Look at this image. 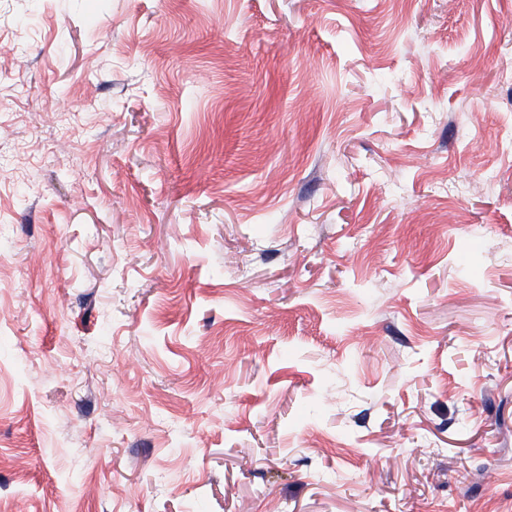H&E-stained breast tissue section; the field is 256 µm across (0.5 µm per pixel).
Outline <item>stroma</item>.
<instances>
[{
	"instance_id": "35a3bbf8",
	"label": "stroma",
	"mask_w": 512,
	"mask_h": 512,
	"mask_svg": "<svg viewBox=\"0 0 512 512\" xmlns=\"http://www.w3.org/2000/svg\"><path fill=\"white\" fill-rule=\"evenodd\" d=\"M511 129L512 0H0V507L512 512Z\"/></svg>"
}]
</instances>
